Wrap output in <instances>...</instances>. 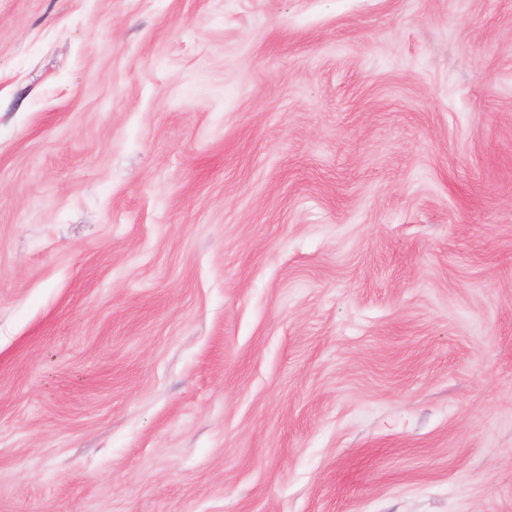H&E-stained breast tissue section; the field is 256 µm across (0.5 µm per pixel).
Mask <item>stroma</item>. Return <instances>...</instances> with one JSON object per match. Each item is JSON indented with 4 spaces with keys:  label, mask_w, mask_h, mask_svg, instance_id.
Instances as JSON below:
<instances>
[{
    "label": "stroma",
    "mask_w": 512,
    "mask_h": 512,
    "mask_svg": "<svg viewBox=\"0 0 512 512\" xmlns=\"http://www.w3.org/2000/svg\"><path fill=\"white\" fill-rule=\"evenodd\" d=\"M0 512H512V0H0Z\"/></svg>",
    "instance_id": "1"
}]
</instances>
